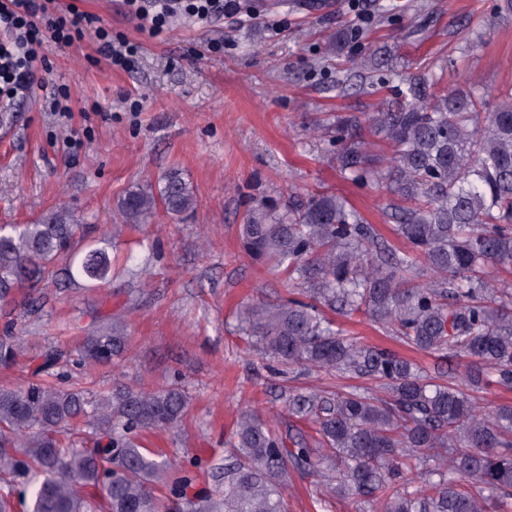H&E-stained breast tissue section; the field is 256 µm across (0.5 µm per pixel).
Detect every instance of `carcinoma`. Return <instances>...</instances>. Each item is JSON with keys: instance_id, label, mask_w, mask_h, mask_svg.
Returning a JSON list of instances; mask_svg holds the SVG:
<instances>
[{"instance_id": "carcinoma-1", "label": "carcinoma", "mask_w": 512, "mask_h": 512, "mask_svg": "<svg viewBox=\"0 0 512 512\" xmlns=\"http://www.w3.org/2000/svg\"><path fill=\"white\" fill-rule=\"evenodd\" d=\"M388 65L375 52L352 63L358 75ZM399 101L369 117L370 133L395 146L371 153L356 135L360 116L336 118L343 177L372 182L390 196L394 251L373 225L332 193L299 205L255 202L240 227L245 254L280 270L306 299L246 306L241 326L261 353L285 365L351 374L375 389L321 388L290 394L288 414L315 425L314 446L283 438L253 411L238 418L224 464V488L190 497L196 465L174 468L141 451L138 434L174 425L188 398L174 383L142 391L97 392L58 382L63 353L43 361L15 388H0V512H286L288 468L316 477L326 496L359 512H512V404L489 409L472 395L495 377L512 388V96L488 110L474 87L435 91L442 75L404 71ZM194 205L177 169L157 190L119 201L126 224ZM80 230L56 208L34 224L0 225V301L27 283L54 278V261ZM103 233L67 265L69 281L102 283L112 271ZM426 276L427 282L414 279ZM364 315L389 335L444 358H464L465 387L438 382L398 354L359 343L323 313ZM114 329L86 336L77 366L121 357ZM20 351L9 328L0 364Z\"/></svg>"}]
</instances>
